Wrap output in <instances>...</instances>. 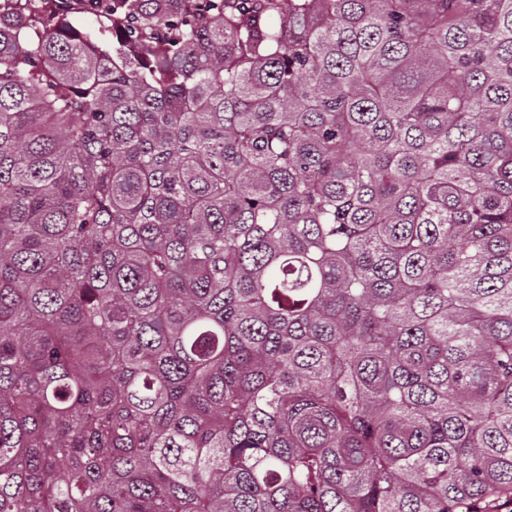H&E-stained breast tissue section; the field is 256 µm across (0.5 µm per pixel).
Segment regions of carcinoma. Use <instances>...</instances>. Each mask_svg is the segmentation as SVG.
<instances>
[{
	"label": "carcinoma",
	"instance_id": "1",
	"mask_svg": "<svg viewBox=\"0 0 512 512\" xmlns=\"http://www.w3.org/2000/svg\"><path fill=\"white\" fill-rule=\"evenodd\" d=\"M27 2L0 512L512 504V0Z\"/></svg>",
	"mask_w": 512,
	"mask_h": 512
}]
</instances>
